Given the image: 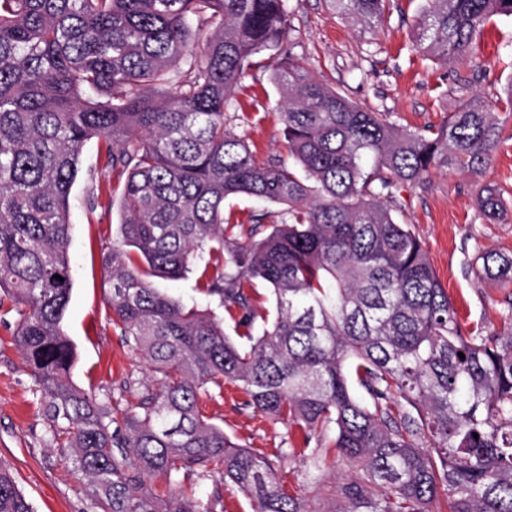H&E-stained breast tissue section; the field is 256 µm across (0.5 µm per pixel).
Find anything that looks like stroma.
<instances>
[{
    "label": "stroma",
    "mask_w": 512,
    "mask_h": 512,
    "mask_svg": "<svg viewBox=\"0 0 512 512\" xmlns=\"http://www.w3.org/2000/svg\"><path fill=\"white\" fill-rule=\"evenodd\" d=\"M421 0H392L389 22L369 29L336 16L327 0H288L295 54L351 101L389 112L407 129L437 125L472 93L489 101L512 83V18L495 16L473 45L483 75L462 88L453 67L424 59L414 48L412 26ZM234 132L244 135L266 160H287L288 144L278 114L279 91L264 64H257L236 94ZM99 140L87 142L70 195L71 237L67 248L72 291L63 329L76 347L70 381L108 406L136 402L155 381L144 357L132 351L107 304L110 270L105 254L119 222L117 179L105 170ZM512 192V139L501 143L484 178L445 169L431 170L423 185L397 197L399 221L424 245L428 260L447 288L465 329L501 328L506 289L479 278V253L512 250V195L498 223H484L478 197L484 182ZM19 315L11 302L0 304V463L16 477L34 512H91L88 481L74 471L70 451L50 439L42 414L45 394L25 367L13 342ZM211 423L234 442L272 454L285 439L300 442L299 429L255 413L234 384L220 395L203 397Z\"/></svg>",
    "instance_id": "obj_1"
}]
</instances>
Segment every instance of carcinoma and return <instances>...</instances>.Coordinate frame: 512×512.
Returning <instances> with one entry per match:
<instances>
[{
    "instance_id": "obj_1",
    "label": "carcinoma",
    "mask_w": 512,
    "mask_h": 512,
    "mask_svg": "<svg viewBox=\"0 0 512 512\" xmlns=\"http://www.w3.org/2000/svg\"><path fill=\"white\" fill-rule=\"evenodd\" d=\"M329 2L368 28L388 22L390 0ZM494 16L512 17V0H426L415 47L466 66ZM290 32L288 0H0V299L21 316L14 341L45 388L52 441L73 450L93 512H224L217 488L205 501L176 491L190 475L234 484L252 512H512V316L465 331L387 205L433 168L482 176L505 125L475 95L405 130L313 74ZM259 55L299 172L229 128ZM94 138L104 167L126 175L105 257L112 322L158 384L123 412L67 380L69 199ZM504 193L482 187L485 223ZM242 195L282 206L280 223L262 237L265 214L231 223L224 202ZM199 260L201 293L257 328L246 343L153 286ZM479 260L512 288V254ZM247 280L270 288L273 312ZM226 381L254 412L304 429L303 446L272 460L209 423L200 399ZM287 463L348 475L312 508L280 480ZM0 512H33L1 463Z\"/></svg>"
}]
</instances>
